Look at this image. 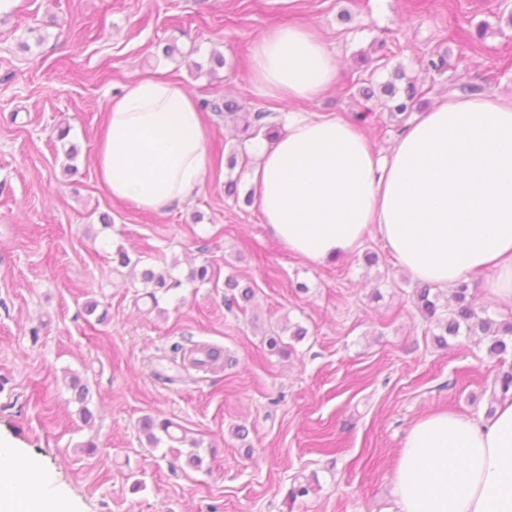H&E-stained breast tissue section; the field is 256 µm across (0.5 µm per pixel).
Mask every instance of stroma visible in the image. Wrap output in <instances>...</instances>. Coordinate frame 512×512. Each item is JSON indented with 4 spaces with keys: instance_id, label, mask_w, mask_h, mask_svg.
<instances>
[{
    "instance_id": "obj_1",
    "label": "stroma",
    "mask_w": 512,
    "mask_h": 512,
    "mask_svg": "<svg viewBox=\"0 0 512 512\" xmlns=\"http://www.w3.org/2000/svg\"><path fill=\"white\" fill-rule=\"evenodd\" d=\"M290 19L341 61L312 110L372 112L363 131L377 149L407 123L380 91L387 81L415 83L421 109L465 85L512 96V0H0V444L70 512H395L412 425L489 412L501 394L486 340L438 347L412 302L417 281L380 239L363 245L371 264L284 250L244 202V164L157 213L99 182L103 114L141 73L270 113L273 136L285 133L248 72L256 40ZM440 55L445 68H429ZM206 118L216 158L249 150L230 117ZM120 250L131 266L114 262ZM203 265L209 281L191 280ZM145 268L180 287L144 298ZM231 276L255 296L229 310ZM272 332L291 339L290 355L268 351ZM176 345L193 358L223 349L225 362L184 369ZM74 375L89 388L88 424ZM146 417L170 420L176 441L150 445ZM305 479L314 492L289 500Z\"/></svg>"
}]
</instances>
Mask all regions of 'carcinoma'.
Returning a JSON list of instances; mask_svg holds the SVG:
<instances>
[{
  "label": "carcinoma",
  "instance_id": "1",
  "mask_svg": "<svg viewBox=\"0 0 512 512\" xmlns=\"http://www.w3.org/2000/svg\"><path fill=\"white\" fill-rule=\"evenodd\" d=\"M384 92L395 99L392 111L396 115H409L416 104L417 90L413 84H408L404 94L396 96V89L392 84L383 86ZM214 112L225 111L234 117V120L242 123L243 130L248 136L255 137L259 133L270 136L272 125L266 122L269 117L267 112H243L241 108L231 102H224V106L212 104ZM141 282L144 287L150 289L148 296L153 304H158L156 292L159 290L169 291L181 286V282L157 274L151 270H145L141 274ZM442 296L441 289L437 286L424 284L416 289L413 294V303L421 315L434 327L439 330L435 337L436 342L441 345L447 344V338L459 336H483L488 340V350L495 355H502L512 352V321L495 322L489 314L474 303V295L470 292L469 285L461 283L453 288L452 299L454 305L444 306L440 303ZM70 387L73 392V400L79 404L78 413L84 421L92 419L93 414L88 408L89 389L82 383L80 378L74 376L70 380ZM171 423L168 421L156 422L148 417L142 422V429L146 433L148 442L157 445L161 439L156 431L160 430L169 433Z\"/></svg>",
  "mask_w": 512,
  "mask_h": 512
}]
</instances>
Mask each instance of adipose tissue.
Wrapping results in <instances>:
<instances>
[{
  "label": "adipose tissue",
  "mask_w": 512,
  "mask_h": 512,
  "mask_svg": "<svg viewBox=\"0 0 512 512\" xmlns=\"http://www.w3.org/2000/svg\"><path fill=\"white\" fill-rule=\"evenodd\" d=\"M338 71L310 25L284 22L254 44L253 85L289 107L287 133L252 147L253 205L271 237L321 264L355 256L373 235L415 280L448 288L486 273L487 300L512 310V98H443L382 152L353 122L293 111L333 89ZM211 136L191 92L141 75L104 114L95 170L113 199L174 208L215 168ZM394 493L398 512H512V398L488 416L418 419Z\"/></svg>",
  "instance_id": "obj_1"
}]
</instances>
